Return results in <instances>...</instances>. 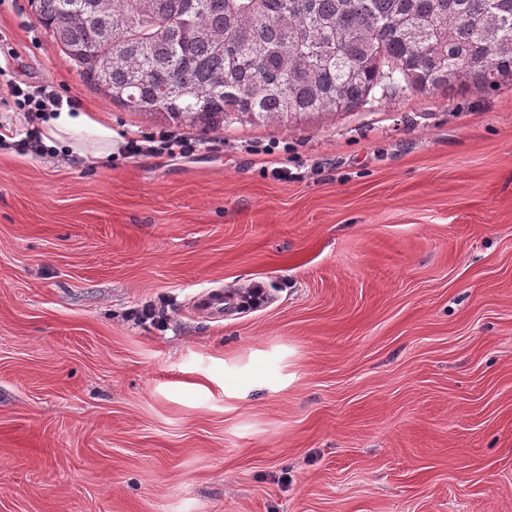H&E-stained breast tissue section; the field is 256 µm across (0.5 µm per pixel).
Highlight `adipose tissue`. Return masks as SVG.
<instances>
[{"label": "adipose tissue", "instance_id": "obj_1", "mask_svg": "<svg viewBox=\"0 0 512 512\" xmlns=\"http://www.w3.org/2000/svg\"><path fill=\"white\" fill-rule=\"evenodd\" d=\"M40 131L44 145L65 157L76 156L92 164L112 153L111 129L79 107L65 106L49 113Z\"/></svg>", "mask_w": 512, "mask_h": 512}]
</instances>
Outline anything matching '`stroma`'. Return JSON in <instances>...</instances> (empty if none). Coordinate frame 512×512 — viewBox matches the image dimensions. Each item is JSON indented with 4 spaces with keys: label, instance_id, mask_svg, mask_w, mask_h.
<instances>
[{
    "label": "stroma",
    "instance_id": "obj_1",
    "mask_svg": "<svg viewBox=\"0 0 512 512\" xmlns=\"http://www.w3.org/2000/svg\"><path fill=\"white\" fill-rule=\"evenodd\" d=\"M0 32L1 68L118 145L19 151L0 104V512H512V81L128 158L163 121L29 0ZM256 282L260 308L195 311ZM149 301L165 329L128 319ZM234 294L224 292L223 288H211L200 294L195 300L197 310L207 316L223 318L224 311L236 307Z\"/></svg>",
    "mask_w": 512,
    "mask_h": 512
}]
</instances>
